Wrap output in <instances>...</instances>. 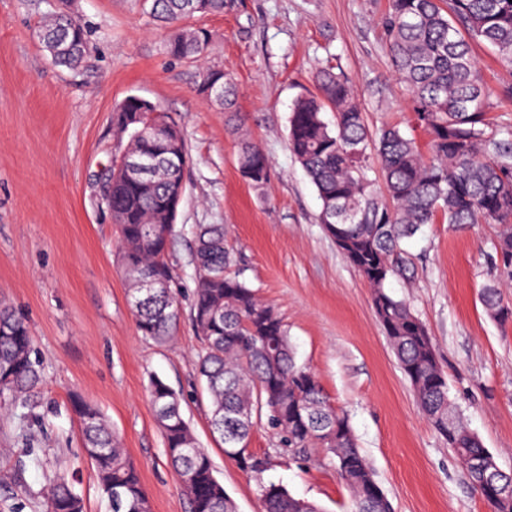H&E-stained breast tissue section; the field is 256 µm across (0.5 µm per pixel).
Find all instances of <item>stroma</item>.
I'll return each mask as SVG.
<instances>
[{"instance_id": "1", "label": "stroma", "mask_w": 512, "mask_h": 512, "mask_svg": "<svg viewBox=\"0 0 512 512\" xmlns=\"http://www.w3.org/2000/svg\"><path fill=\"white\" fill-rule=\"evenodd\" d=\"M55 0H0V304L34 338L42 384L28 417L0 410V512H42L49 475L67 471L84 512H108L83 451L72 400L94 401L137 466L152 512H189L167 464L147 396L159 375L180 397L198 444L238 512H261L255 483L214 440L195 361L201 343L187 314L194 289L193 227L220 224L224 244L262 302L288 327L308 366L348 416L360 452L394 512H490L447 442L424 418L378 321L372 291L319 222L315 187L288 150L294 101L314 92L316 67L352 84L369 128L412 132L408 95L386 49L389 0H227L223 13L187 19L210 34L206 53L172 58L171 27L151 0H71L88 30L77 71L53 67L35 28ZM474 53L491 88L494 129L512 128V69L485 46ZM220 69L238 92L226 117L201 90ZM137 95L182 128L189 162L169 250L183 315L170 340L142 337L127 300L115 226L100 173L119 152L114 107ZM248 135L271 162L268 182L239 164ZM492 224H425L404 243L409 265L391 291L425 324L449 394L498 465L512 471V320L490 318L480 290L495 276ZM259 426L252 451L265 479L325 512H351L349 491L323 449L298 457Z\"/></svg>"}]
</instances>
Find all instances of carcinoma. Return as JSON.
<instances>
[{"instance_id":"cac0c4a2","label":"carcinoma","mask_w":512,"mask_h":512,"mask_svg":"<svg viewBox=\"0 0 512 512\" xmlns=\"http://www.w3.org/2000/svg\"><path fill=\"white\" fill-rule=\"evenodd\" d=\"M226 0H152L154 16L169 20L224 12ZM387 51L413 104V121L426 149L395 125L370 131L349 81L331 67L314 73L316 94L295 100L288 119V146L315 186L320 222L372 289L375 314L400 369L413 387L428 423L446 440L490 512H512V492L485 486L479 467L494 460L464 422L450 398L443 368L424 323L405 300L388 290L406 271L402 241L423 224H497L491 259L501 282L484 285L480 299L490 317L512 318L500 288L512 286V131L489 130L491 90L483 82L473 44L489 46L512 65V3L509 0H389L384 21ZM37 36L57 66L75 68L87 48V32L73 13L52 9ZM203 28L177 29L167 44L177 59L200 56L208 45ZM224 85L212 101L234 112L237 92L218 69L203 74L202 86ZM332 122L324 120L326 110ZM150 120L136 96L116 108L117 139L164 161L170 137H136ZM241 172L254 185L269 177L268 157L256 146L241 147ZM379 168L384 193L370 177ZM180 170L160 169L138 182L112 163L108 178L112 219L118 229L121 267L131 282L128 302L141 335L157 342L171 337L179 303L168 251L180 203L173 190ZM224 225L203 224L194 252L195 291L189 316L201 340L197 372L209 404V423L224 453L254 478L263 512H298L299 499L264 479L268 460L238 457L267 417L281 446L294 455L324 449L348 486L354 512H392V506L359 452L346 416L333 409L315 374L297 364L286 325L256 291L228 269ZM41 369L26 320L0 306V401L29 413L37 407ZM148 396L164 440L167 463L177 474L191 512H237L215 475L209 453L197 443L179 396L153 375ZM83 450L93 462L101 496L111 512H141L146 495L141 476L100 408L76 398ZM44 512H82L68 477L49 479Z\"/></svg>"}]
</instances>
